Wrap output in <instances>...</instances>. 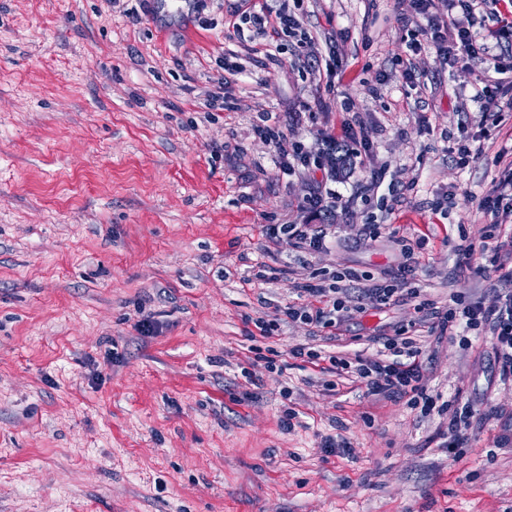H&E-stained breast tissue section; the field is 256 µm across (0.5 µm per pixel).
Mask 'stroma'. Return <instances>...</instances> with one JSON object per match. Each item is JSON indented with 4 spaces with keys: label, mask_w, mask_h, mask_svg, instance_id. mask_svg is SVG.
<instances>
[{
    "label": "stroma",
    "mask_w": 512,
    "mask_h": 512,
    "mask_svg": "<svg viewBox=\"0 0 512 512\" xmlns=\"http://www.w3.org/2000/svg\"><path fill=\"white\" fill-rule=\"evenodd\" d=\"M255 3L301 36L238 24L241 0H0V512H512V449L493 447L512 387L487 338L419 334V301L491 299L495 272L462 253L512 232L482 209L512 164V120L472 100L484 63L439 64L414 0ZM265 120L311 164L284 173ZM346 123L368 159L336 178ZM337 276L345 301L404 292L338 330L284 320ZM399 331L430 394L474 406L460 461L447 415L291 354L371 355ZM336 434L350 455L323 452ZM309 224H286L283 225L284 230L288 235H292L304 243L311 250L319 249L324 243L323 230H313L308 226Z\"/></svg>",
    "instance_id": "obj_1"
}]
</instances>
